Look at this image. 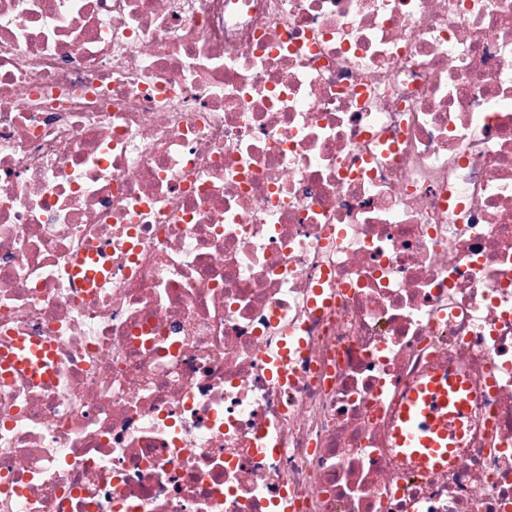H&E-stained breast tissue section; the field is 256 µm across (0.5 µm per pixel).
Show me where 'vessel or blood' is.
Returning a JSON list of instances; mask_svg holds the SVG:
<instances>
[{"mask_svg":"<svg viewBox=\"0 0 512 512\" xmlns=\"http://www.w3.org/2000/svg\"><path fill=\"white\" fill-rule=\"evenodd\" d=\"M52 345L38 342L26 352L1 353L0 372L27 366L44 380H52L55 370L51 366ZM463 384L452 373L433 375L408 395L396 430L395 446L410 453L421 470H429L454 463L449 424L463 425L468 402L461 394Z\"/></svg>","mask_w":512,"mask_h":512,"instance_id":"obj_1","label":"vessel or blood"}]
</instances>
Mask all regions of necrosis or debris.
I'll return each mask as SVG.
<instances>
[{
  "mask_svg": "<svg viewBox=\"0 0 512 512\" xmlns=\"http://www.w3.org/2000/svg\"><path fill=\"white\" fill-rule=\"evenodd\" d=\"M32 339L0 512H512V0H0ZM443 371L469 423L422 472ZM52 360V344L49 341L38 342L30 346L26 352L1 353L0 354V372L4 371L3 376L11 373L10 368L29 366L44 380L49 381L54 378L55 370L50 365ZM463 389L459 376L439 373L410 392L403 405L395 447L409 452L424 472L455 462L448 420L457 429L463 426L468 405Z\"/></svg>",
  "mask_w": 512,
  "mask_h": 512,
  "instance_id": "4bbe7bcc",
  "label": "necrosis or debris"
}]
</instances>
